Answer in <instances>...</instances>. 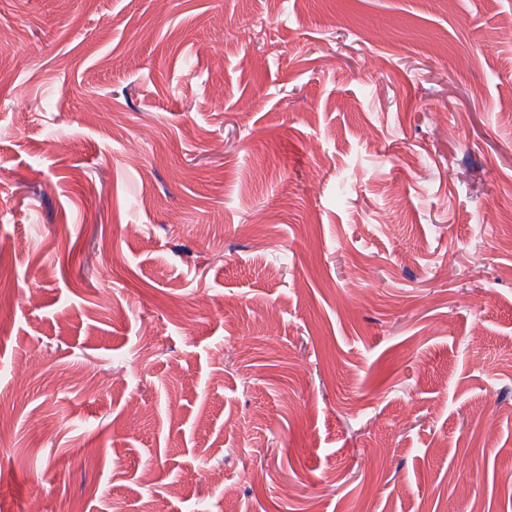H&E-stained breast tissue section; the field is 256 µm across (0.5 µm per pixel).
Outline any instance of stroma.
Masks as SVG:
<instances>
[{"label":"stroma","mask_w":512,"mask_h":512,"mask_svg":"<svg viewBox=\"0 0 512 512\" xmlns=\"http://www.w3.org/2000/svg\"><path fill=\"white\" fill-rule=\"evenodd\" d=\"M510 18L0 0V512H512Z\"/></svg>","instance_id":"obj_1"}]
</instances>
